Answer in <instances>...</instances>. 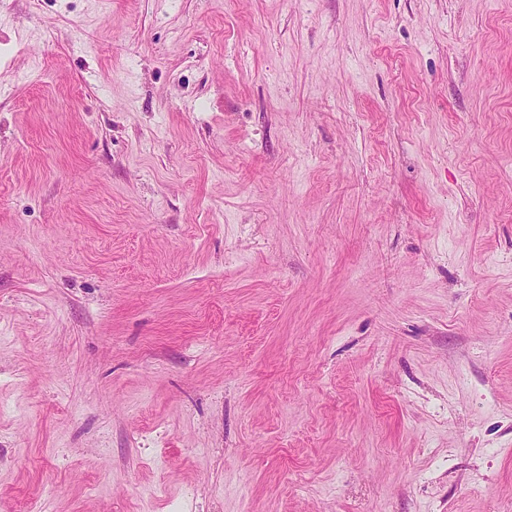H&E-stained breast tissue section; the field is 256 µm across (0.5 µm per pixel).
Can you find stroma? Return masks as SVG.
<instances>
[{
	"mask_svg": "<svg viewBox=\"0 0 512 512\" xmlns=\"http://www.w3.org/2000/svg\"><path fill=\"white\" fill-rule=\"evenodd\" d=\"M0 512H512V0H0Z\"/></svg>",
	"mask_w": 512,
	"mask_h": 512,
	"instance_id": "1",
	"label": "stroma"
}]
</instances>
